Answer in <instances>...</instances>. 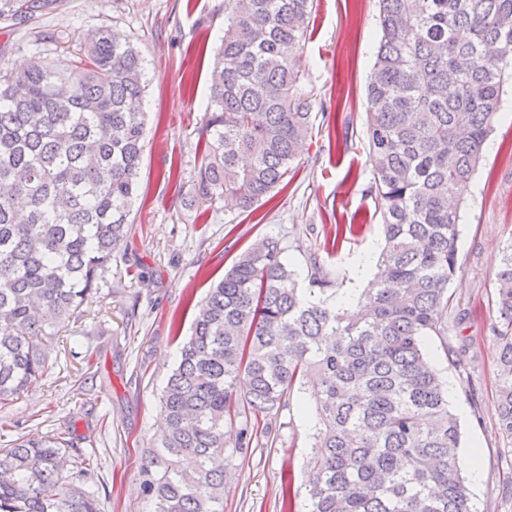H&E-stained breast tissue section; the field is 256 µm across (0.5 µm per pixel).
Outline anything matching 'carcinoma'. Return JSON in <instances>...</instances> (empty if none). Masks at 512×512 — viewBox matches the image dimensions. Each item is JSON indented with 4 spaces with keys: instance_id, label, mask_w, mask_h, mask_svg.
Segmentation results:
<instances>
[{
    "instance_id": "cac0c4a2",
    "label": "carcinoma",
    "mask_w": 512,
    "mask_h": 512,
    "mask_svg": "<svg viewBox=\"0 0 512 512\" xmlns=\"http://www.w3.org/2000/svg\"><path fill=\"white\" fill-rule=\"evenodd\" d=\"M57 0H0L22 18ZM382 36L365 132L385 247L371 287L336 306L316 254L308 287L265 238L194 305L162 391L167 429L148 451L155 512H224V426L276 414L309 385L316 433L307 512H472L461 424L423 351L448 330L460 208L512 80V0H378ZM314 0H224L186 205L245 210L284 183L308 134L298 50ZM144 58L117 29L81 57L43 49L0 72V408L46 369L38 347L96 289L128 231L146 140ZM497 428L512 442V252L495 275ZM59 433L0 448V512H99L64 472Z\"/></svg>"
}]
</instances>
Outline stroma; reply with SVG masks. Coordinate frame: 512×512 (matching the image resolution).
<instances>
[{"label":"stroma","instance_id":"stroma-1","mask_svg":"<svg viewBox=\"0 0 512 512\" xmlns=\"http://www.w3.org/2000/svg\"><path fill=\"white\" fill-rule=\"evenodd\" d=\"M117 28L145 60L143 108L149 114L138 196L126 238L96 293L45 342L43 377L0 409V445L73 427V461L88 457L78 484L93 487L102 512H153L140 470L164 429L161 392L190 333L193 306L258 241L274 237L299 276L317 253L340 291L358 260L383 249L381 217L365 135L366 86L381 36L378 0H317L299 51L301 93L311 104L309 134L287 187L252 210L222 197L206 211L184 199L201 165L196 146L205 123L213 55L224 37V0H59L35 13L25 33L0 20V68L18 71L40 46L76 59L98 29ZM489 149L460 194V270L448 287L458 315L447 340L424 348L449 387L462 427L459 465L478 458L469 484L474 512H512L501 488L512 482V446L499 435V389L490 326L495 273L512 244V88ZM354 225L336 240V227ZM465 340L449 361L446 344ZM314 405L294 390L275 418L254 424L258 441L227 462L224 512H280L281 483L305 492Z\"/></svg>","mask_w":512,"mask_h":512}]
</instances>
